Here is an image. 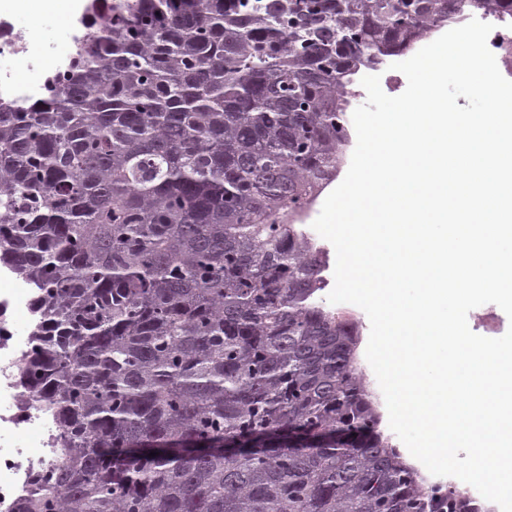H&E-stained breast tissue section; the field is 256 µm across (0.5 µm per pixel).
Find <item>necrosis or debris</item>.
<instances>
[{
    "label": "necrosis or debris",
    "instance_id": "necrosis-or-debris-1",
    "mask_svg": "<svg viewBox=\"0 0 512 512\" xmlns=\"http://www.w3.org/2000/svg\"><path fill=\"white\" fill-rule=\"evenodd\" d=\"M493 24L488 47L502 75L512 80V15L480 14ZM66 47L59 48L36 31L0 16V102L24 105L40 101L52 78L70 67L73 47L84 32L83 19L69 24ZM30 288L11 273H0V512H11L14 503L37 486L41 471L53 468L57 430L42 409L31 408L14 376V365L27 350L29 330L18 329L17 316L30 313ZM32 439V446L18 445V438Z\"/></svg>",
    "mask_w": 512,
    "mask_h": 512
}]
</instances>
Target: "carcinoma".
<instances>
[{"instance_id": "1", "label": "carcinoma", "mask_w": 512, "mask_h": 512, "mask_svg": "<svg viewBox=\"0 0 512 512\" xmlns=\"http://www.w3.org/2000/svg\"><path fill=\"white\" fill-rule=\"evenodd\" d=\"M111 9L46 99L0 104V267L35 287L18 381L63 443L13 512H489L428 491L381 428L297 222L349 143L354 75L512 0ZM291 435L319 444L247 450Z\"/></svg>"}]
</instances>
